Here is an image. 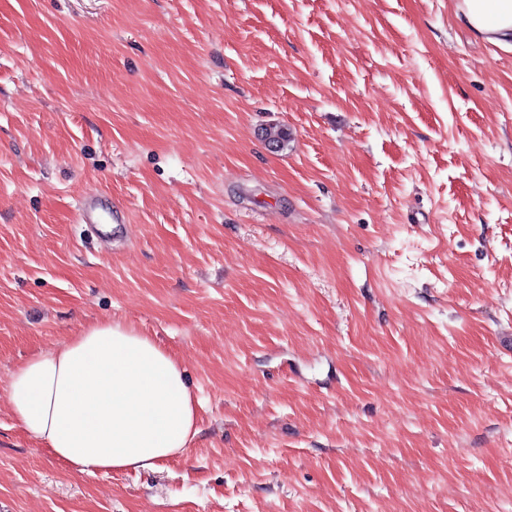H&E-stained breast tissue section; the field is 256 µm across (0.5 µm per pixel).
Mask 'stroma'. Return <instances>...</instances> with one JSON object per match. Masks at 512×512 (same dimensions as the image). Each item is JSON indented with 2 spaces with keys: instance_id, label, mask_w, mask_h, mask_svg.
Wrapping results in <instances>:
<instances>
[{
  "instance_id": "35a3bbf8",
  "label": "stroma",
  "mask_w": 512,
  "mask_h": 512,
  "mask_svg": "<svg viewBox=\"0 0 512 512\" xmlns=\"http://www.w3.org/2000/svg\"><path fill=\"white\" fill-rule=\"evenodd\" d=\"M454 12L0 0V512H512V50ZM108 319L200 401L154 471L9 408Z\"/></svg>"
}]
</instances>
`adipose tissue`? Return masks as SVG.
Masks as SVG:
<instances>
[{
	"label": "adipose tissue",
	"mask_w": 512,
	"mask_h": 512,
	"mask_svg": "<svg viewBox=\"0 0 512 512\" xmlns=\"http://www.w3.org/2000/svg\"><path fill=\"white\" fill-rule=\"evenodd\" d=\"M456 17L512 48V0H456ZM22 429L79 471H152L198 433V401L176 356L120 322L95 323L19 362L8 387Z\"/></svg>",
	"instance_id": "obj_1"
}]
</instances>
